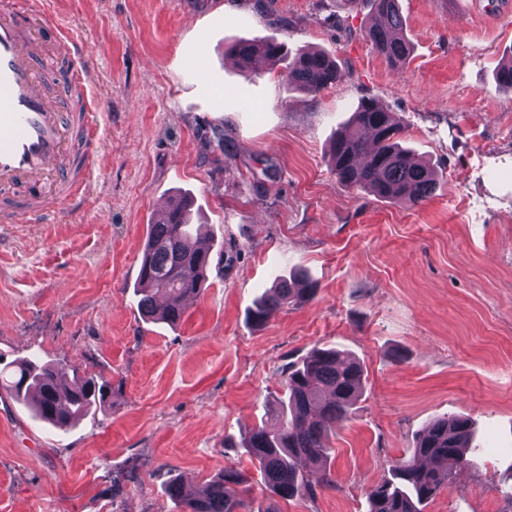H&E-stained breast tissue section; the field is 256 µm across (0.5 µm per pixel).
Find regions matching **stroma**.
I'll return each instance as SVG.
<instances>
[{
	"instance_id": "1",
	"label": "stroma",
	"mask_w": 512,
	"mask_h": 512,
	"mask_svg": "<svg viewBox=\"0 0 512 512\" xmlns=\"http://www.w3.org/2000/svg\"><path fill=\"white\" fill-rule=\"evenodd\" d=\"M94 61L97 156L53 224L0 223V370L36 356L112 394L71 428L0 390V512H185L269 423L279 371L313 348L364 367V393L330 433V489L279 512H366L367 493L443 415L473 422L424 512H512V0H398L407 62L364 37L369 0H48ZM275 40L335 59L317 96L285 62L240 69L229 47ZM204 45L203 57L193 50ZM391 112L434 167L417 206L341 186L330 145L362 100ZM206 227L205 289L176 325L143 318L139 256L165 199ZM316 280L302 305L249 316L279 278Z\"/></svg>"
}]
</instances>
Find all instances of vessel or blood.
I'll use <instances>...</instances> for the list:
<instances>
[{"label":"vessel or blood","instance_id":"obj_1","mask_svg":"<svg viewBox=\"0 0 512 512\" xmlns=\"http://www.w3.org/2000/svg\"><path fill=\"white\" fill-rule=\"evenodd\" d=\"M70 58L58 81L82 97L85 111L63 112L53 96L42 63L51 51ZM89 56L77 53L42 0L24 9L0 0V188L23 189L22 197L0 204V220L12 224H51L66 199L76 196L81 168L95 159L98 105L87 82ZM82 158L73 161V141Z\"/></svg>","mask_w":512,"mask_h":512}]
</instances>
